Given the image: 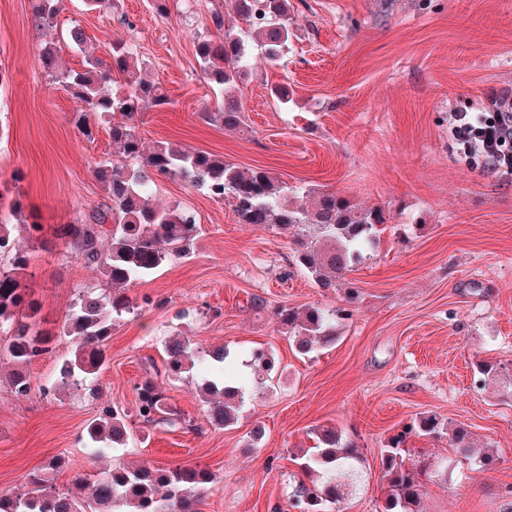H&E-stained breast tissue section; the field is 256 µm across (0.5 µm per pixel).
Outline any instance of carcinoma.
I'll return each instance as SVG.
<instances>
[{
	"label": "carcinoma",
	"mask_w": 512,
	"mask_h": 512,
	"mask_svg": "<svg viewBox=\"0 0 512 512\" xmlns=\"http://www.w3.org/2000/svg\"><path fill=\"white\" fill-rule=\"evenodd\" d=\"M228 14L214 12V27L222 39L204 38L196 56L204 78L217 98V108L205 113L207 121L228 130L241 123V106L231 89L250 74L253 49L271 63L281 62L291 41L290 0H225ZM60 0H31V11L39 25L53 22ZM248 25L255 38L234 29ZM41 68L65 84L83 108L72 122L85 136L92 135L90 118L109 124L118 160H106L93 170L108 195V202L94 209L79 224H60L55 237L76 249L75 257L102 276V286L79 295L60 326L43 327L40 306L28 297L30 251L16 240L12 222L21 221L22 203L0 193V330L6 335L0 359L13 364L12 392L21 397L33 391L29 367L53 352L62 338L72 339L74 348L64 358L58 374L40 388L47 397L58 386L93 382L106 362V347L117 321L136 316L152 304L126 290L134 282L152 275L163 264L190 254L200 234L194 216L178 205L153 203V190L161 179L180 180L202 190L216 201H227L242 224L262 225L292 237L290 265L321 288L345 286L343 303L334 307L311 305L279 307L273 312L278 327L303 356L329 347L339 340V328L353 316L358 289L346 277L362 264L368 251L377 247L385 231V212L361 207L333 192L314 188L294 189L265 168H241L221 157L194 151L173 143L144 146L133 120L142 105L168 103L163 85L148 78L140 62L123 40L112 44L111 61L87 57L79 70L62 69L56 49L42 47ZM122 76L125 91L106 90L112 72ZM109 239L108 249L102 248ZM213 374L207 380L206 412L211 424L227 427L237 420L249 392V382L238 376L235 358L225 346L197 350L187 338L173 337L164 344L161 366L135 386L136 406L131 415L116 405L102 404L85 429L87 442L98 455L130 438L132 428L165 425L172 430L192 426L191 419L169 403L157 377L178 376L195 366ZM247 366L253 380L262 385L272 368L267 351L254 349ZM478 384L502 383L512 389V368L499 360L478 365ZM448 437V447L465 460L475 459L488 467L493 459L474 447L470 431L462 425L445 424L435 415L414 420L399 436L384 445L381 480L385 486L382 512H423L422 477L441 468L425 456L407 457V435ZM316 445L299 464L290 507L299 512H325L328 504H340L361 478L363 455L354 440L334 426L310 431ZM62 465L57 458L25 476V491H0V512H197L202 495L216 482L207 467L160 468L145 462L136 467L118 465L94 480L92 502L84 504L70 491L55 486L54 473Z\"/></svg>",
	"instance_id": "1"
}]
</instances>
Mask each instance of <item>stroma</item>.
Segmentation results:
<instances>
[{"label": "stroma", "instance_id": "35a3bbf8", "mask_svg": "<svg viewBox=\"0 0 512 512\" xmlns=\"http://www.w3.org/2000/svg\"><path fill=\"white\" fill-rule=\"evenodd\" d=\"M293 36L284 60L254 54L252 74L235 88L243 121L233 130L203 118L215 100L196 44L217 37L211 16L221 0H114L107 12L62 0L53 24L37 27L30 0H0V194L19 196L27 223L41 224L48 249L33 254L28 286L40 314L62 321L79 293L102 282L72 245L55 239L105 200L93 176L115 158L108 126L93 137L75 127L80 102L38 62L46 44L59 62L109 59L112 44L135 47L168 102L135 116L146 147L177 143L243 168L261 167L288 185L340 193L382 208L387 230L350 279L359 296L335 345L307 357L291 349L276 307L336 306L342 289L317 287L292 271L291 238L239 223L230 204L179 181L159 182L158 204L190 210L200 226L193 252L136 282L130 296L155 307L116 325L106 368L92 387L41 397L73 344L33 363L36 387L15 395L12 365L0 362V491L20 490L32 469L61 457L57 487L116 464L205 466L217 481L201 512H285L312 428L333 424L353 435L364 457L363 483L340 512H380L381 450L420 414L467 427L495 463L458 457L447 440L413 436L408 448L444 461L427 479L424 512H505L512 507V398L479 390L476 363L512 360V180L466 161L448 138V116L478 103L512 100V0H290ZM85 33L82 49L71 27ZM287 85L288 103L271 90ZM264 308L252 310L253 298ZM184 336L196 346L227 345L235 355L263 348L278 371L246 398L237 423L212 426L202 410L200 370L162 378L171 404L194 427L134 426L123 447L91 460L80 437L99 403L134 412L135 385L162 343ZM263 426L258 447L249 432Z\"/></svg>", "mask_w": 512, "mask_h": 512}]
</instances>
